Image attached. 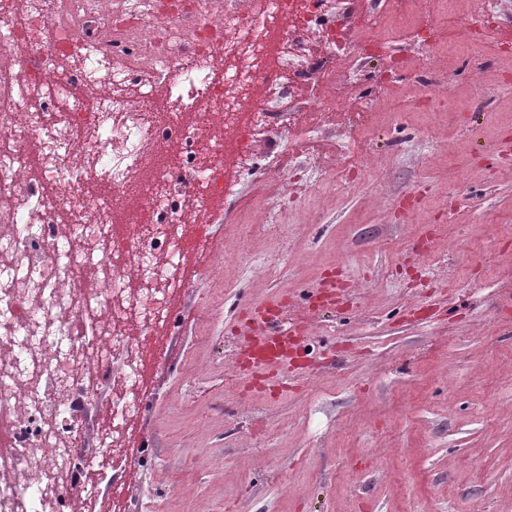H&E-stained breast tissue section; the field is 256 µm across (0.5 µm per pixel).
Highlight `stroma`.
<instances>
[{"label": "stroma", "instance_id": "stroma-1", "mask_svg": "<svg viewBox=\"0 0 512 512\" xmlns=\"http://www.w3.org/2000/svg\"><path fill=\"white\" fill-rule=\"evenodd\" d=\"M438 44L383 25L403 66L365 57L308 138L277 130L287 176L257 170L201 214L188 286L160 329L128 456L127 512H512V54L448 53L464 27L428 0ZM446 110L429 125L420 88ZM366 113L363 176L321 199L344 160V116ZM277 206L265 223L261 205ZM344 297L320 308L321 282ZM288 303L309 326L288 392L239 372L238 302Z\"/></svg>", "mask_w": 512, "mask_h": 512}]
</instances>
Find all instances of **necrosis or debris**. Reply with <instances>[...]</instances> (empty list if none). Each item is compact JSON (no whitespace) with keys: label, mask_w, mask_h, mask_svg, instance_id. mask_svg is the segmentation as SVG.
<instances>
[{"label":"necrosis or debris","mask_w":512,"mask_h":512,"mask_svg":"<svg viewBox=\"0 0 512 512\" xmlns=\"http://www.w3.org/2000/svg\"><path fill=\"white\" fill-rule=\"evenodd\" d=\"M46 2L27 0L22 15L13 0L0 6V512H64L102 365L143 376L130 329L165 323L168 295L187 285L185 199L233 190L221 165L199 170L200 157L232 153L247 175L271 125L309 129L328 86L326 64L304 59L310 40L356 57L392 43L374 10L355 31L327 24L326 0H70L76 22L62 33ZM468 14L471 57L512 50L496 0H470ZM127 82L140 98L99 108L104 87ZM89 110L94 121L74 135ZM188 112L219 130L182 161L198 186L166 168L140 182ZM89 173L99 192L85 189ZM132 191L149 219L131 214L119 240L112 209ZM68 210L80 223L63 226Z\"/></svg>","instance_id":"4bbe7bcc"}]
</instances>
